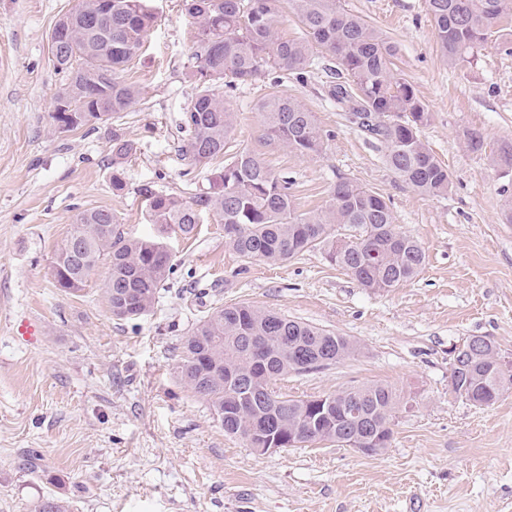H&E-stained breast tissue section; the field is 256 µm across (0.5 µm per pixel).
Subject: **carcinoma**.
<instances>
[{
	"instance_id": "carcinoma-1",
	"label": "carcinoma",
	"mask_w": 512,
	"mask_h": 512,
	"mask_svg": "<svg viewBox=\"0 0 512 512\" xmlns=\"http://www.w3.org/2000/svg\"><path fill=\"white\" fill-rule=\"evenodd\" d=\"M302 24L305 36L280 32V3ZM99 25L88 30L72 24L66 55L56 62L65 83L56 99L84 111L78 129L109 123L138 102V90L119 77L137 55L156 16L146 0H111ZM443 61L456 67L469 61L490 42L507 54L512 39L502 35V19L512 17V0H426ZM197 27L192 58L196 93L181 118L188 132L185 156L196 167L224 158L222 171L207 189L184 199L151 183L138 189L149 220L181 238L194 235L202 215L224 224V237L245 260L284 262L322 250L357 284L370 290L397 288L420 272L425 254L420 243L394 224L381 195L342 179L331 190L329 204L297 212L288 181L276 175L250 150L228 153L234 111L226 91L253 81L264 68L303 74L313 67V49L336 61L342 78L330 88L345 117L360 113L378 118L374 127L358 128L386 147V161L407 185L426 196L448 190V170L436 159L420 134L428 113L412 84L397 73L398 44L365 18L346 9L341 0H198L188 5ZM269 140L300 156L317 154L323 136L313 113L286 94H274L260 105ZM134 144L112 130V188H124L122 164ZM495 166L512 171V142L498 147ZM349 224L360 230L358 240L336 248L338 229ZM72 247L55 257L57 287L81 290L84 272L106 262L104 293L112 315L138 318L154 308L171 270V254L152 238L124 230L110 210L80 213L69 237ZM330 348L345 358L355 345L345 336L248 304L218 307L200 320L180 346L175 372L193 393L204 398L224 432L243 436L255 422L273 421L288 438L295 430L308 442L344 443L357 437L380 452L390 444L393 419L404 396L391 387L371 383L306 399H291L272 390L268 400H252L247 391L228 382L225 366L242 377L267 371L272 378L309 372L304 356ZM496 345L468 354L451 367L456 396L494 404L497 385Z\"/></svg>"
}]
</instances>
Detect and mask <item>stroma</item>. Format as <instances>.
<instances>
[{"instance_id": "obj_1", "label": "stroma", "mask_w": 512, "mask_h": 512, "mask_svg": "<svg viewBox=\"0 0 512 512\" xmlns=\"http://www.w3.org/2000/svg\"><path fill=\"white\" fill-rule=\"evenodd\" d=\"M77 3L0 0V512H38L49 498L67 512H512V389L485 407L448 387V349L465 337H487L512 357V174L491 161L512 140V54L490 43L451 68L426 0H342L398 42L397 65L429 115L421 135L448 171L447 192L425 196L402 182L385 146L350 127L328 96L334 63L323 57L303 77L265 69L231 91L230 146L288 178L302 212L325 207L341 178L382 195L424 249L418 276L374 291L320 251L247 262L207 215L193 238L171 239L172 268L153 310L119 320L102 291L106 265L80 291L56 286L54 258L78 215L108 208L130 234L156 237L138 186L188 198L224 162L199 168L182 155L196 34L184 0H148L156 22L122 74L139 91L119 121L135 146L123 190L112 188L111 131L55 128L62 75L49 34ZM274 92L313 112L319 154L265 137L258 106ZM473 129L483 150L468 144ZM238 303L353 341L351 356L288 373L273 388L294 399L395 388L412 406L396 413L389 448L368 455L320 442L259 455L225 434L173 366L201 318ZM23 317L42 324L38 346L15 340Z\"/></svg>"}]
</instances>
